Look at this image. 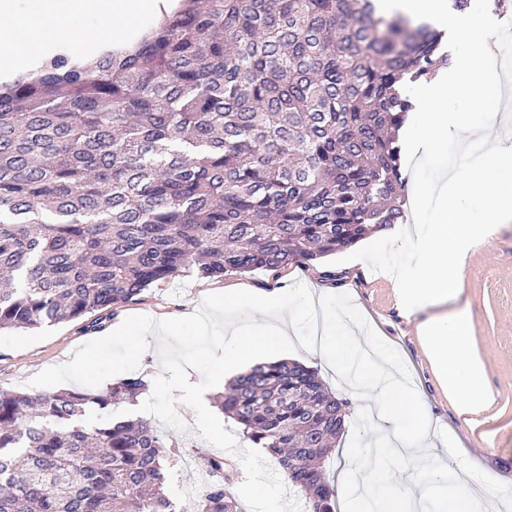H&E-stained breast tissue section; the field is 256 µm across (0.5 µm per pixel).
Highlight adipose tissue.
<instances>
[{"label": "adipose tissue", "mask_w": 512, "mask_h": 512, "mask_svg": "<svg viewBox=\"0 0 512 512\" xmlns=\"http://www.w3.org/2000/svg\"><path fill=\"white\" fill-rule=\"evenodd\" d=\"M160 0H0V74L12 65L48 51L80 12L109 23L137 17L144 5ZM331 358L357 400L374 401L369 416L381 434L372 448H357L362 475L341 470L339 481L352 491L340 512H491L489 494L475 493L466 476L454 473L446 458L422 471L418 483L404 488L389 481L385 469L395 459L415 461L431 447L433 420L418 409L416 391L398 378L399 357L385 341L358 343L350 316L336 318Z\"/></svg>", "instance_id": "obj_1"}]
</instances>
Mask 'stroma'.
I'll return each instance as SVG.
<instances>
[{
	"instance_id": "obj_1",
	"label": "stroma",
	"mask_w": 512,
	"mask_h": 512,
	"mask_svg": "<svg viewBox=\"0 0 512 512\" xmlns=\"http://www.w3.org/2000/svg\"><path fill=\"white\" fill-rule=\"evenodd\" d=\"M329 270L340 275L339 285L326 282L324 274ZM297 282L313 293L316 307L329 304L339 311L359 313L361 321L376 326L384 340L402 355L406 382L417 390L420 408L435 422V447L450 456L460 472L474 476L476 489H512V223L500 225L491 239L475 244L463 270L457 304L472 318L473 346L485 363L487 384L494 393L490 407L471 423L459 419L455 402L428 364L417 335L419 319L402 312L393 282L370 266L354 262L332 267L322 260L307 267L228 271L220 278H202L193 273L151 286L100 321L90 314L78 320L46 323L31 331L1 330L0 389L26 391V382L32 376L71 361L79 345L106 336L127 316L184 317L198 310L208 294L230 287L251 288L272 296ZM358 408L354 401L347 410L345 429L328 465L331 473L342 470L345 449L378 438ZM175 409L183 429L162 424L158 431L180 449L167 476V493L180 504L202 498L210 477L184 447L185 441L199 438L193 407L179 400Z\"/></svg>"
}]
</instances>
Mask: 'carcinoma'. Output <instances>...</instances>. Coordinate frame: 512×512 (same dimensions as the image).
<instances>
[{
	"mask_svg": "<svg viewBox=\"0 0 512 512\" xmlns=\"http://www.w3.org/2000/svg\"><path fill=\"white\" fill-rule=\"evenodd\" d=\"M444 33L378 0H181L129 47L57 53L0 86V329L112 310L193 272L306 265L407 221L406 77L448 67ZM150 387L0 390V512H243L202 448L204 499L165 492L150 420L80 423ZM348 402L282 359L217 406L310 512Z\"/></svg>",
	"mask_w": 512,
	"mask_h": 512,
	"instance_id": "cac0c4a2",
	"label": "carcinoma"
}]
</instances>
